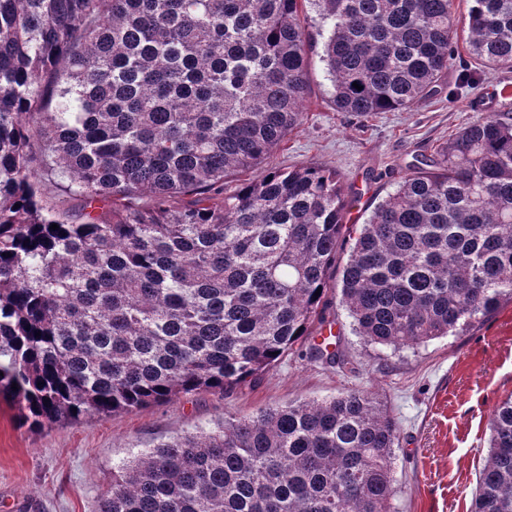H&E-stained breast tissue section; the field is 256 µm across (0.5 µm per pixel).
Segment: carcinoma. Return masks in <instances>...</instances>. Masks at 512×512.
<instances>
[{"instance_id":"obj_1","label":"carcinoma","mask_w":512,"mask_h":512,"mask_svg":"<svg viewBox=\"0 0 512 512\" xmlns=\"http://www.w3.org/2000/svg\"><path fill=\"white\" fill-rule=\"evenodd\" d=\"M318 2L338 112L438 94L460 31L467 83L512 71V0L460 21L452 0ZM309 51L299 0H0V403L21 424L230 395L298 345L344 369L314 340L334 294L395 350L512 303L507 112L413 165L363 224L325 167L224 192L300 123ZM49 176L81 222L43 204ZM398 430L366 391L268 406L117 465L99 512H390ZM489 431L470 512H512V395Z\"/></svg>"}]
</instances>
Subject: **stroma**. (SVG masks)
Listing matches in <instances>:
<instances>
[{"instance_id": "1", "label": "stroma", "mask_w": 512, "mask_h": 512, "mask_svg": "<svg viewBox=\"0 0 512 512\" xmlns=\"http://www.w3.org/2000/svg\"><path fill=\"white\" fill-rule=\"evenodd\" d=\"M310 61L301 123L267 155L261 169L233 171L225 187L255 179L263 169L330 168L357 197L346 215L350 224L367 221L413 159H432L449 136L475 120L482 96L512 88V72L501 71L485 73L479 85L460 86V75L473 65L462 46L446 89L429 102L357 115L334 109L325 65L315 54ZM330 315L351 370L291 354L229 397L181 394L162 405L108 419L61 421L35 432L17 427L14 410L1 406L0 512H98L113 464L158 441L271 405L324 400L352 389L373 392L398 423L393 512H470L487 453L490 415L512 393V304L462 335L396 351L365 344L341 307H333Z\"/></svg>"}]
</instances>
